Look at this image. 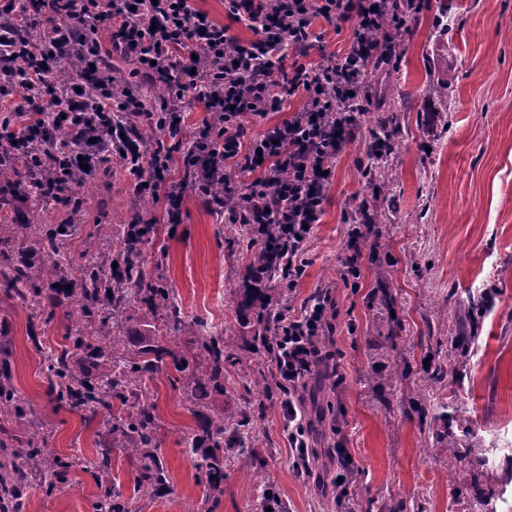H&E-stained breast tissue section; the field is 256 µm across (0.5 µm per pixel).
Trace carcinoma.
Returning <instances> with one entry per match:
<instances>
[{"label":"carcinoma","instance_id":"obj_1","mask_svg":"<svg viewBox=\"0 0 512 512\" xmlns=\"http://www.w3.org/2000/svg\"><path fill=\"white\" fill-rule=\"evenodd\" d=\"M376 140L395 147L402 137V128L396 113L378 118ZM27 166V153H17L5 160L0 159V181L20 178ZM229 228L240 239L254 240V235L273 239L279 235V225L267 224L255 229L252 224H231ZM157 231L154 224H126L117 236L112 229L91 224L87 233L88 248H93L97 238H109L112 262L102 264L93 259L78 266L80 279L65 274L61 263L47 258L38 273L34 274L25 264L13 262V253L25 244L41 247L50 244L56 251L71 235L70 224H0V266L9 267L0 287L6 293L27 303L34 311L45 310L64 303L74 304L79 322L75 331L65 336V343L56 351L48 365H43L50 389L58 400L76 412L88 411L96 414L105 411L120 415L112 423V434L125 438L128 455L139 460L145 470V479L139 490L149 497L165 491L168 474L157 459V431L159 424L150 407L136 406L142 397L141 383L144 375L153 371L164 359H171L174 370L185 377L188 397L196 407V413L204 421L201 433L191 438L192 451L201 452L198 463L199 478L216 495L224 493V448L234 447V435L238 426L231 425L232 416L226 412H209L208 400L215 393L224 392V364L236 360L229 345L221 336H196L195 343L204 354L201 364H187L168 343L175 335L191 329L178 307L172 301L170 289L160 276L148 269L139 260L140 246L145 238ZM117 267H112V263ZM279 275L271 270L264 247L257 248L251 258L247 278L257 284L245 288L237 301V312L256 316L263 324L257 336L265 343L274 339L270 335L271 289L258 284L270 281ZM491 291L487 290L479 301H469L466 310L459 313L455 325V336L451 337V348L455 355L464 357L472 348L474 337L466 333L469 313L479 306L491 303ZM145 304L150 318L146 326L153 336L148 344L135 355L118 353L113 344L102 347L97 340L112 335L115 316L126 308ZM445 370L441 363L431 362L426 368L422 396L430 398L443 385ZM440 428L433 434L435 447L448 452V469L473 464L471 449L456 438L454 429L463 425L464 419L451 413L437 417ZM0 421L19 427L26 437L27 452L11 450L17 434L0 427V512H22L26 492V480L30 461L39 457H56L49 447L48 437L38 430L27 428L25 403L7 383L0 382ZM67 467L61 461L40 473V485L51 492L61 480L60 469Z\"/></svg>","mask_w":512,"mask_h":512}]
</instances>
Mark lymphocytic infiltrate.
Returning a JSON list of instances; mask_svg holds the SVG:
<instances>
[{
    "instance_id": "1",
    "label": "lymphocytic infiltrate",
    "mask_w": 512,
    "mask_h": 512,
    "mask_svg": "<svg viewBox=\"0 0 512 512\" xmlns=\"http://www.w3.org/2000/svg\"><path fill=\"white\" fill-rule=\"evenodd\" d=\"M229 16L248 23L255 34L242 45L228 27L202 14L196 0H29L18 14L15 0H0V157L11 153L22 134L30 136L34 174L50 190L57 168L87 166L115 157L135 176L139 196L164 199L167 220L178 223L186 190L206 195L235 174H251L242 206L227 209L230 223L276 224L287 234L293 278L304 273V245L318 224L327 199L328 175L345 145L356 138L347 113L379 52L367 34L385 28L383 43L397 46L421 0H224ZM331 27L348 23L352 40L346 53L317 68L285 66L287 49L308 52L321 42L315 21ZM125 66L117 68L113 58ZM80 62L81 70L62 84L54 74ZM100 92L81 93L84 81ZM162 83L166 96L152 108L137 103L145 84ZM301 106L287 121L250 136L241 116L262 120L286 102ZM201 105V164H190L182 179L169 180L172 149L146 145L132 131L136 120L155 122L175 147L183 146L179 118ZM69 114L65 127L71 146L60 152L41 137L40 127ZM336 300L319 291L297 316L275 314L276 339L270 347L273 380L282 392L283 425L298 469L320 492L336 487L316 471L315 425L326 412L310 415V379L334 361Z\"/></svg>"
}]
</instances>
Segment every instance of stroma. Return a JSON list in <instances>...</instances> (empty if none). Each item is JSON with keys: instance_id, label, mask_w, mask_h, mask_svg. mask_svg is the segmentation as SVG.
<instances>
[{"instance_id": "obj_1", "label": "stroma", "mask_w": 512, "mask_h": 512, "mask_svg": "<svg viewBox=\"0 0 512 512\" xmlns=\"http://www.w3.org/2000/svg\"><path fill=\"white\" fill-rule=\"evenodd\" d=\"M428 2L400 38L399 80L382 71L367 75L362 134L336 157L324 211L305 246V272L278 302L297 315L317 290L329 289L336 299L339 375L313 378L309 394L336 414L335 426L318 427L317 467L333 468L334 444L356 465L348 500L339 505L321 496L298 473L282 394L257 384L268 371V353L255 345V321L236 311L252 246L232 237L210 198L188 190L180 224L168 225L163 203L153 204L163 231L143 246L141 258L153 266L167 248L161 275L185 319L236 346L237 362L224 366V391L211 397L213 408L242 415L245 424L240 447L224 453L223 495L210 498L196 477L199 457L183 439L199 432L200 418L171 363L145 377L144 401L159 423L157 456L169 476L153 500L138 492L141 471L113 447L101 418L59 406L41 371L35 346L61 343L71 325L69 306L35 318L27 304L0 292L12 383L56 453L93 459L112 451L111 468L90 471L74 462L52 493L31 485L24 512H95L105 483L128 512H264L269 492L284 512H392L400 503L407 512H512V0ZM442 9L453 23L444 41L432 27ZM442 82L447 98L427 95V87ZM394 109L403 136L389 159V195L363 240L353 286L342 278L348 234L372 194L359 160L373 116ZM108 166L82 189V221L117 228L142 200L124 166L115 159ZM15 190L0 184L10 223H72L68 203L27 200ZM491 277L493 304L472 325L474 351L460 363L449 348L455 313ZM432 357L447 366L448 379L427 405L422 378ZM445 409L466 418L458 437L478 449L488 483L474 485L465 467L448 470L445 453L434 447L431 419Z\"/></svg>"}]
</instances>
